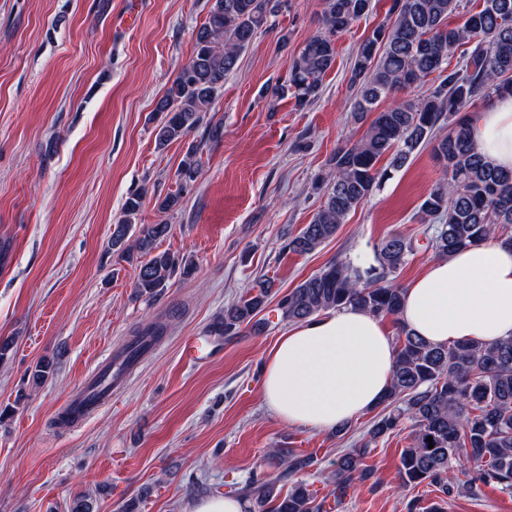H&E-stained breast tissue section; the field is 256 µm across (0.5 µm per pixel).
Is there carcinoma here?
Instances as JSON below:
<instances>
[{
    "instance_id": "cac0c4a2",
    "label": "carcinoma",
    "mask_w": 512,
    "mask_h": 512,
    "mask_svg": "<svg viewBox=\"0 0 512 512\" xmlns=\"http://www.w3.org/2000/svg\"><path fill=\"white\" fill-rule=\"evenodd\" d=\"M286 3L211 0L190 57L156 103L159 148L186 138L203 124L209 137H219L221 127L208 124L207 113L224 77L237 68L241 52ZM371 5L372 0H323L322 32L304 44L287 79L271 89L270 101L287 95L300 106L314 101L322 78L334 66L336 35L367 15ZM459 7L460 0H392L393 22L374 28L358 46L350 77L357 88L352 112L355 121L368 122L367 128L355 143L336 150L329 176L317 183L324 202L310 223L288 239V251L310 253L332 238L352 210L427 146L443 169L420 204L423 222L433 226L428 246L441 257L491 238L512 246V171L485 163L471 132V106L476 101L512 96V0H481L479 9L451 27L448 18ZM464 45L465 64L448 69V58ZM430 77L435 84L424 94L404 96ZM386 98L391 103L375 111ZM386 155L388 165L378 167ZM200 167L197 152L189 151L180 180H195ZM143 196L140 190L127 197L124 219L112 228L111 248L125 259L136 250L150 255L140 265L135 284L137 293L150 299L168 287L175 274L190 275L193 266L166 251L153 252L169 225L143 224L133 231L132 219ZM413 251L412 239L394 234L374 246L370 261H330L279 298L278 320L299 323L347 307L398 317L403 288L395 278ZM273 288L269 278L258 281L224 308L210 333L233 336L246 327L254 334L264 332L269 321L260 313L275 295ZM398 329L391 383L381 401L385 413L372 423L360 448L336 459L333 502L316 500L304 480L293 482L283 495L275 479L255 473L245 484L254 512H330L354 484L371 478L363 459L407 420L411 443L400 456L402 486L425 483L446 496L453 491L452 464L464 456L474 464L473 484L512 490V337L492 345H435L401 321ZM165 330L162 322L137 330L122 367L131 365ZM271 458L292 473L314 461L311 455L297 458L284 448L273 449Z\"/></svg>"
}]
</instances>
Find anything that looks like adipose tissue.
Here are the masks:
<instances>
[{
    "label": "adipose tissue",
    "instance_id": "ef3b65f1",
    "mask_svg": "<svg viewBox=\"0 0 512 512\" xmlns=\"http://www.w3.org/2000/svg\"><path fill=\"white\" fill-rule=\"evenodd\" d=\"M485 161L512 169V96L479 113ZM401 318L425 340L491 344L512 336V248L488 241L432 262L404 289ZM395 351L381 318L357 308L294 326L267 353L261 395L288 424L330 430L380 402Z\"/></svg>",
    "mask_w": 512,
    "mask_h": 512
}]
</instances>
